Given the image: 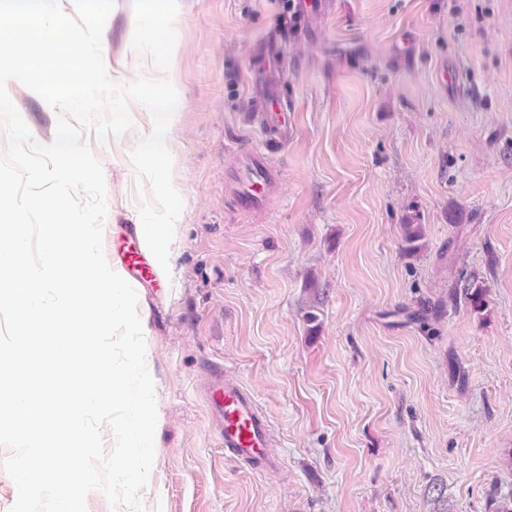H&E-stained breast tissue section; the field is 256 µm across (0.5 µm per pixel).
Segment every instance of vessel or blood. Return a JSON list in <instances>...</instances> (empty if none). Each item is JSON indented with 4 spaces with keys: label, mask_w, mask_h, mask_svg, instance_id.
Instances as JSON below:
<instances>
[{
    "label": "vessel or blood",
    "mask_w": 512,
    "mask_h": 512,
    "mask_svg": "<svg viewBox=\"0 0 512 512\" xmlns=\"http://www.w3.org/2000/svg\"><path fill=\"white\" fill-rule=\"evenodd\" d=\"M273 178V170L266 159L259 155L253 156L237 181V193L243 206H260L261 199L255 193L254 187L269 183ZM124 257V267L129 279L143 282L149 276L150 269L142 259L139 243L127 244ZM208 401L220 414L221 437L225 448L246 462L268 459V429L250 396L239 386L220 378L212 384Z\"/></svg>",
    "instance_id": "1"
}]
</instances>
